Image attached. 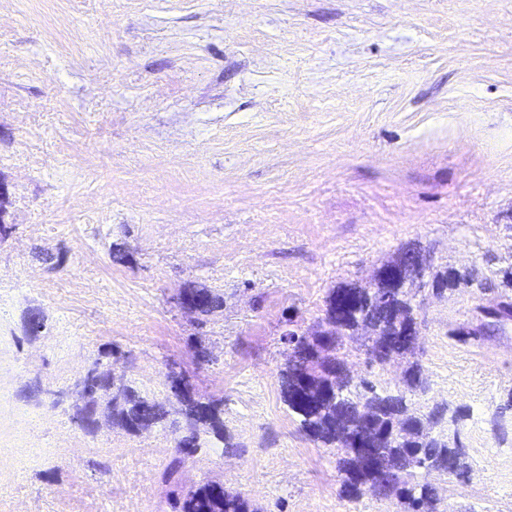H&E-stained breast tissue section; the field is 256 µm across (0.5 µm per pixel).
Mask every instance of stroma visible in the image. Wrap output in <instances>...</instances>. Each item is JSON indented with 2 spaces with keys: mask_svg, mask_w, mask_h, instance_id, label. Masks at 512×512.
<instances>
[{
  "mask_svg": "<svg viewBox=\"0 0 512 512\" xmlns=\"http://www.w3.org/2000/svg\"><path fill=\"white\" fill-rule=\"evenodd\" d=\"M0 220V512H170L206 481L256 512H403L344 497L279 372L288 332L410 249L471 281L414 300L411 403L464 411L441 430L471 467L426 479L441 512H512V324L452 336L512 297V0H0ZM193 286L222 307L183 313ZM367 347L344 341L353 377L402 390ZM96 366L167 419L83 430ZM172 367L235 450L177 461Z\"/></svg>",
  "mask_w": 512,
  "mask_h": 512,
  "instance_id": "obj_1",
  "label": "stroma"
}]
</instances>
